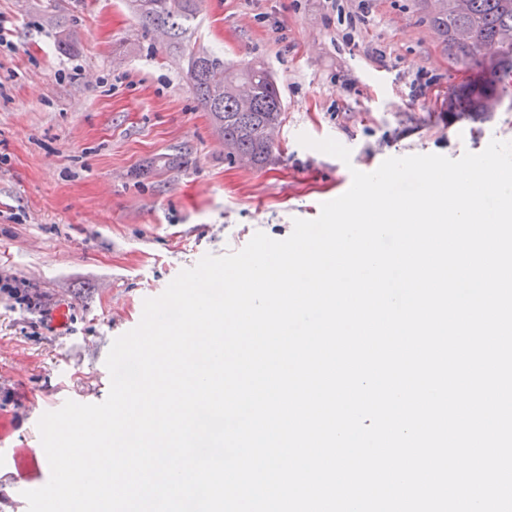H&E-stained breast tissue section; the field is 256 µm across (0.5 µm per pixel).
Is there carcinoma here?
<instances>
[{
	"mask_svg": "<svg viewBox=\"0 0 512 512\" xmlns=\"http://www.w3.org/2000/svg\"><path fill=\"white\" fill-rule=\"evenodd\" d=\"M429 18L442 34L448 52L468 72L448 93L450 112H493L512 84V0H426ZM200 0H131L146 28H161L170 43L181 46ZM461 32L469 42H460ZM194 94L224 135L231 160L261 168L274 157V138L285 107L270 69L262 62L242 67L205 52L189 55Z\"/></svg>",
	"mask_w": 512,
	"mask_h": 512,
	"instance_id": "1",
	"label": "carcinoma"
}]
</instances>
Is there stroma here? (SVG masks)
I'll return each instance as SVG.
<instances>
[{
    "label": "stroma",
    "mask_w": 512,
    "mask_h": 512,
    "mask_svg": "<svg viewBox=\"0 0 512 512\" xmlns=\"http://www.w3.org/2000/svg\"><path fill=\"white\" fill-rule=\"evenodd\" d=\"M0 276L65 332L0 294V413L40 448L32 418L57 400L106 399L113 340L206 255L282 240L390 157L452 159L512 141V93L449 114L464 77L423 0H202L173 49L127 0H0ZM265 62L286 106L262 168L229 161L187 75L189 51ZM334 138L349 162L302 146Z\"/></svg>",
    "instance_id": "obj_1"
}]
</instances>
